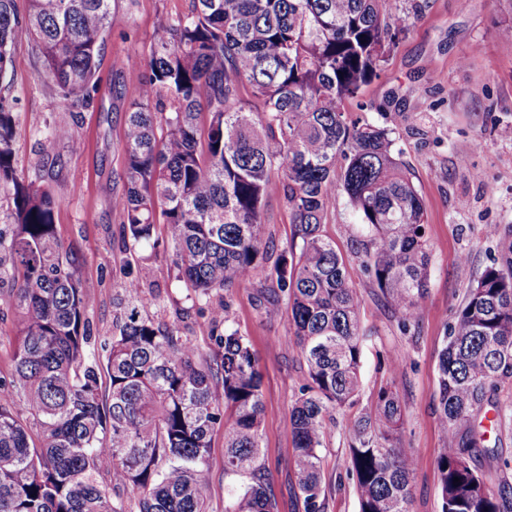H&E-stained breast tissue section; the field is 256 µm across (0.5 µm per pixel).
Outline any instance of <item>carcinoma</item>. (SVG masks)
I'll return each instance as SVG.
<instances>
[{"mask_svg": "<svg viewBox=\"0 0 512 512\" xmlns=\"http://www.w3.org/2000/svg\"><path fill=\"white\" fill-rule=\"evenodd\" d=\"M111 18L112 0H28L23 14L0 0V90L25 40L62 97L89 106ZM409 21L392 0H193L190 13L159 23L148 56L135 44L126 61L139 90L112 205L133 248L162 216L177 278L199 299L267 265L263 305H286L289 344L307 366L289 416L304 512H325L331 412L361 389V299L321 232L337 191L363 226L359 268L393 311L417 319L427 293L422 198L390 130L347 109ZM16 127L15 100L0 94V216L12 225L0 232V282L11 281L19 314L10 380L0 379V512H210L221 426L224 475L241 480L224 512H279L249 339L216 308V349L203 352L176 325L141 315L158 299L141 276L125 284L130 311L112 335H89L94 285L57 235L60 199L18 170ZM79 134L76 121L54 124L43 150ZM274 172L299 241L289 258L264 231ZM508 382L512 240L457 307L439 352L440 512H512V487L489 485L474 464L492 453L480 418ZM402 421L387 383L344 429L359 512H410L415 451L400 444Z\"/></svg>", "mask_w": 512, "mask_h": 512, "instance_id": "1", "label": "carcinoma"}]
</instances>
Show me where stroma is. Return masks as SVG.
Listing matches in <instances>:
<instances>
[{
  "mask_svg": "<svg viewBox=\"0 0 512 512\" xmlns=\"http://www.w3.org/2000/svg\"><path fill=\"white\" fill-rule=\"evenodd\" d=\"M191 5V0H116L97 90L90 106L76 116L45 79L30 44L16 45L7 93L18 112L16 163L25 176L51 184L61 201L58 236L77 255L78 275L96 285L87 310L92 335L111 336L113 323L127 309L124 283L141 270L159 296L147 316L177 323L181 335L203 350L214 347L211 306L227 305L230 326L248 336L263 374L261 445L279 512H303L291 484L295 452L289 415L306 365L288 343L285 307L259 310L252 284L196 300L177 280L170 253L148 246L134 253L125 248L123 218L112 206L124 189L126 112L138 94L137 80L122 62L132 44L149 47L162 19L185 15ZM397 6L411 12V26L379 77L349 109L356 121L392 130L394 148L422 196L430 279L421 316L403 323L360 271L353 243L362 227L344 194L330 202L323 232L335 241L351 272V285L362 298L360 403L376 395L381 385L394 382L403 410V444L415 449L417 457L410 510L440 512L437 458L448 438L436 414L438 352L456 308L502 249L500 236H487V225L512 232V42L498 36L499 29L512 25V0H398ZM75 120L80 137L53 147L64 169L60 178H52L40 164L38 145L47 125ZM463 253L468 263H459ZM398 354L405 362L392 380L386 362ZM358 411L354 405L332 413L337 428L322 452L326 512H359L341 429ZM485 445L499 452L498 458L476 460L487 482L512 485V468L500 463L512 458V421L488 427Z\"/></svg>",
  "mask_w": 512,
  "mask_h": 512,
  "instance_id": "stroma-1",
  "label": "stroma"
}]
</instances>
